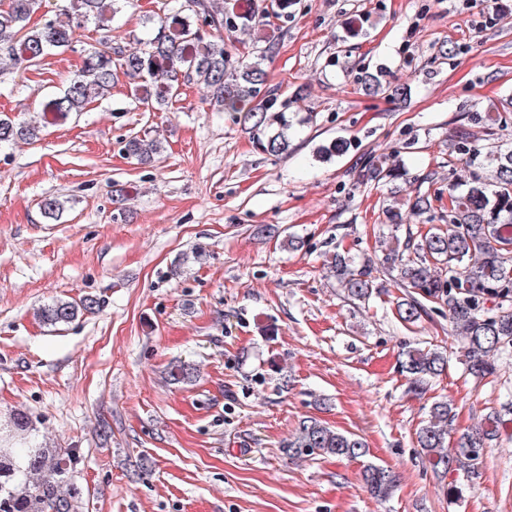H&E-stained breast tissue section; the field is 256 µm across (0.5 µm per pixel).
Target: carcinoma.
Segmentation results:
<instances>
[{
	"label": "carcinoma",
	"instance_id": "obj_1",
	"mask_svg": "<svg viewBox=\"0 0 512 512\" xmlns=\"http://www.w3.org/2000/svg\"><path fill=\"white\" fill-rule=\"evenodd\" d=\"M115 0H76L77 15L98 22L106 14L116 13ZM43 0H8L0 8V57L15 65L36 67L52 51L70 47L77 41L76 29L69 19L47 20L40 27L29 26ZM290 0H240L221 10L207 0H188V14L168 22L159 17L154 35L135 51L121 48L88 49L82 68L69 80L64 91L41 104L45 124H58L70 115L84 111L97 98L106 96L118 75L151 84L142 103L156 108L179 95L189 81L202 85L232 120L248 126L254 142L271 155L288 153L287 131L291 127L286 104L278 105V96L266 90V71L262 67L271 49L254 60H234L224 52V44L205 41L207 29L230 33L248 32L275 19L284 28L290 18ZM364 95L383 97L401 106L410 90L385 78L384 71L365 69L358 77ZM507 124V111L493 104L483 119V138L477 140L463 128L448 143V215L424 236L408 237L403 247L389 249L382 264L371 260L357 263L336 252L327 269L344 287L347 296L360 303L380 293V275L407 291L397 302V315L414 323L425 311V303L448 307V319L467 343L468 370L486 375L495 369V356L512 344V147L495 144L498 130ZM40 126L0 116V145L17 140H35ZM123 152L140 162L162 151L161 142L137 134L124 139ZM469 171L467 180L456 178L457 169ZM407 176L395 165L376 156L364 160L357 171L359 182L380 185ZM430 192H418L406 199L409 212L422 215L434 211ZM44 218L55 221L64 206L56 197L39 203ZM496 303L500 312L492 314L487 302ZM97 305L92 298L77 302L58 300L37 310L36 317L47 325L66 324L78 312ZM402 372L410 391L419 394L430 379L440 375L447 359L436 348L410 347L402 352ZM493 412L475 428L459 429L455 414L446 402L433 404L427 424L420 428L417 443L431 467L444 475L448 465L473 474L478 469L487 440L503 424ZM336 456L358 459L367 455L364 442L340 433L314 418L299 424L288 442V456ZM70 452H50L40 447L0 448V512H71V502L58 495L60 477L70 468ZM27 472L34 478L17 493L12 486L15 475ZM362 480L367 491L378 500L389 498L396 488V477L387 468L368 462L363 465Z\"/></svg>",
	"mask_w": 512,
	"mask_h": 512
}]
</instances>
